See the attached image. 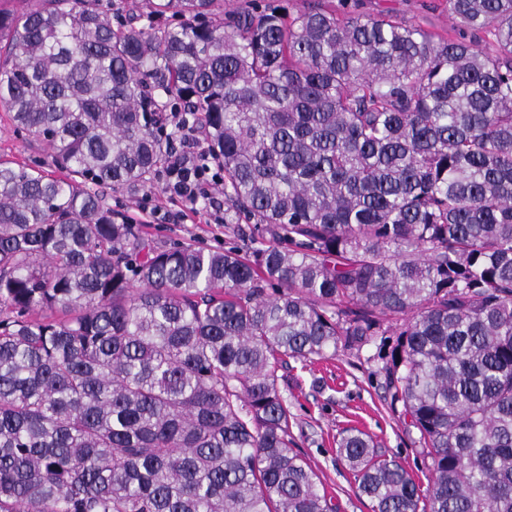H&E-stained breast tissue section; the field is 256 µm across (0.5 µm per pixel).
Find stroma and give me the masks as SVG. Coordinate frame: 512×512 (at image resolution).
Masks as SVG:
<instances>
[{
	"label": "stroma",
	"instance_id": "1",
	"mask_svg": "<svg viewBox=\"0 0 512 512\" xmlns=\"http://www.w3.org/2000/svg\"><path fill=\"white\" fill-rule=\"evenodd\" d=\"M357 10L370 17L389 15L440 35H457L444 0H357ZM50 155L46 143L17 130L10 113L0 111V156L30 164L49 162ZM223 200V183H211L187 224L169 221V214L184 209L185 203L161 182L150 189L112 193L109 202L114 210L141 225L149 239L246 249V241L234 235L227 224L211 221V202ZM373 353V348L366 347L307 365L293 361L281 383L291 412V434L340 512H370L367 501L356 494L351 472L336 460L337 441L346 429L365 431L377 447L397 457L416 481H427V459L418 434L409 418L386 398Z\"/></svg>",
	"mask_w": 512,
	"mask_h": 512
}]
</instances>
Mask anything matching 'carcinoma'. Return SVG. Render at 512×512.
<instances>
[{
	"instance_id": "1",
	"label": "carcinoma",
	"mask_w": 512,
	"mask_h": 512,
	"mask_svg": "<svg viewBox=\"0 0 512 512\" xmlns=\"http://www.w3.org/2000/svg\"><path fill=\"white\" fill-rule=\"evenodd\" d=\"M29 3L0 108L66 177L0 159V512H338L279 370L368 345L429 459L342 434L370 512H512V0H448L488 52L317 0ZM169 103L249 253L106 206L187 179ZM184 147L187 149L183 157L177 158L183 164L191 167L195 171H204L208 173L211 169L204 162L213 163L217 169L220 164L215 158H210L202 147V141L198 138L196 130L190 128L185 134ZM212 159V160H209Z\"/></svg>"
}]
</instances>
